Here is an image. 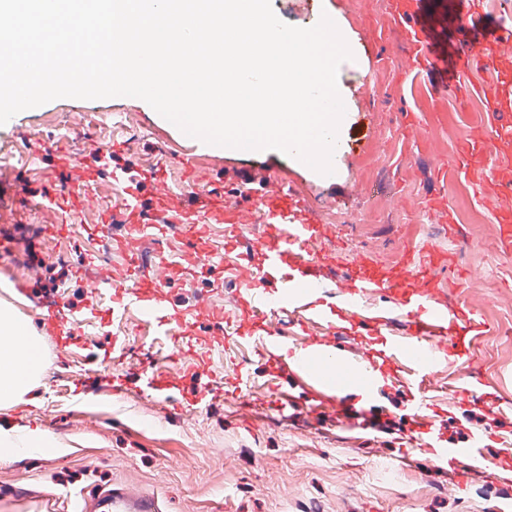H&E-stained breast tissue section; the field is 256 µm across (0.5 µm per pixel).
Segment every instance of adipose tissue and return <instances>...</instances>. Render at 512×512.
Listing matches in <instances>:
<instances>
[{
    "mask_svg": "<svg viewBox=\"0 0 512 512\" xmlns=\"http://www.w3.org/2000/svg\"><path fill=\"white\" fill-rule=\"evenodd\" d=\"M0 335L23 339V348L0 344V404L20 400L42 375L45 357L39 338L15 309L0 307Z\"/></svg>",
    "mask_w": 512,
    "mask_h": 512,
    "instance_id": "ef3b65f1",
    "label": "adipose tissue"
}]
</instances>
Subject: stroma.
I'll list each match as a JSON object with an SVG mask.
<instances>
[{"instance_id": "35a3bbf8", "label": "stroma", "mask_w": 512, "mask_h": 512, "mask_svg": "<svg viewBox=\"0 0 512 512\" xmlns=\"http://www.w3.org/2000/svg\"><path fill=\"white\" fill-rule=\"evenodd\" d=\"M275 15L295 27L334 19L350 41L353 57L340 64L337 82L345 115L338 135L334 175L326 179L296 158L270 149L235 152L184 135L145 101L62 98L15 115L0 126V305L26 317L41 338L47 367L31 393L0 405V427L38 429L52 441L0 458V512H40L36 497L50 496L53 512H81L110 489L154 497L161 512H512V455L491 470L471 475L466 491L452 494V476L466 460L425 471L420 451L402 447L412 395L388 381L377 398L344 386L314 392L297 374L279 371L260 355L257 339L224 345L218 309L238 286L234 262L212 267L205 252L224 246V226L209 224L201 240L185 244L171 232L136 244L144 261H171L165 302L177 313L203 360L168 359L173 340L138 328L135 311L112 312L113 288L105 272L127 270L131 256L107 248L98 232L101 191L121 203L133 189L142 218L168 209L181 221L213 208V194L249 210L255 193L276 182L319 209L328 244L343 243L396 265L399 246L427 239L447 245L448 214L427 209L447 181L434 177L439 162L453 159L461 139L481 134V104L460 108L427 75L409 69L404 25L394 23L385 0H271ZM116 112L131 114L141 136L130 144L113 127ZM412 112L418 133L399 132V115ZM170 184L156 189L158 176ZM357 189L336 208L323 201L342 184ZM194 194H186L188 186ZM64 188L76 200L72 233L53 237L42 209L46 196ZM456 212L480 213L483 224L466 225L472 246L455 250L456 268L489 266L483 289L493 310L483 317L473 366L483 399L448 397V381L460 363L449 359L442 379L427 385L438 412L431 430L450 444L478 428L512 432V411L489 414L484 400H512V255L499 246V224L484 203L487 188L461 183ZM362 213L360 223L349 215ZM59 246L61 261L44 251ZM102 288H93V280ZM82 323H72V316ZM257 388L279 387L292 402L287 414L252 407L224 395L237 363ZM174 369L178 394L192 397L206 386L215 393L195 415L148 408L137 393L151 365ZM363 405L366 431L350 441L336 424L334 398Z\"/></svg>"}]
</instances>
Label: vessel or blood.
<instances>
[{"label":"vessel or blood","mask_w":512,"mask_h":512,"mask_svg":"<svg viewBox=\"0 0 512 512\" xmlns=\"http://www.w3.org/2000/svg\"><path fill=\"white\" fill-rule=\"evenodd\" d=\"M477 0H463L462 9L453 11L451 22L461 38L464 52L454 62L440 58L435 49L433 30L420 18L422 0H389V10L396 20L407 22L410 46V68L432 70L444 80L449 95L464 101L478 97L484 104L486 132L477 147L502 152L512 149V79L499 72L489 82L467 84L456 74L470 69H495L501 60L512 56V23L502 22L482 43H472L469 36L477 28ZM463 143L457 158L437 168V175H464L471 182L491 184L496 199L512 197V178L497 171L471 169L467 157L475 147ZM203 222H224L233 247L260 251L258 264L239 268L242 286L231 298L232 318L226 319V337L250 335L260 337L269 357L278 359L281 369H292L312 384H320L315 373L313 351L316 341L313 328L323 327L338 339H350L359 345L360 353L349 356L333 352L327 371L345 376L364 386L370 397L380 393L377 369L379 358L396 367L395 381L417 390L415 403L407 417L416 422L426 417L431 408L420 390L446 365L449 356H472L476 337L485 335L482 317L485 301L479 289L470 288L473 273L458 276V286L466 293L460 303L446 299V288L440 271L450 268L452 255L436 242L426 241L416 247L400 249L395 268L383 267L367 251L344 247L328 255L324 245L327 232L319 214L310 211L303 199L282 187L268 185L256 199L253 210L244 212L225 204L220 212H208ZM124 223L136 234H150L155 225L173 223L168 212H156L152 222H144L137 207L124 208ZM275 290H268V283ZM167 281L157 272H149L136 280L134 287L115 283L114 292L124 306L137 309L145 323L156 333L167 335L179 324L164 300ZM280 310L300 313L296 329L284 331L271 326V316ZM383 337L382 353H375L366 341ZM146 391L155 394L159 403L172 412L183 413L184 406L173 393L167 392L163 377L148 374ZM410 446L429 448L421 465L435 469L449 458H465L471 470L488 468L493 453L512 452V440L483 429L473 431L465 445L447 447L434 436L419 438L416 430L406 434ZM153 499L125 492L108 491L93 499L89 512H156Z\"/></svg>","instance_id":"1"}]
</instances>
